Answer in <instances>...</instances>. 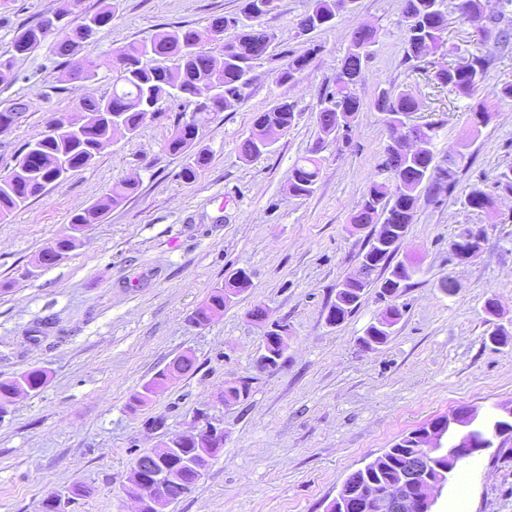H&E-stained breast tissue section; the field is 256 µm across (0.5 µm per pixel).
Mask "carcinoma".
Listing matches in <instances>:
<instances>
[{"label":"carcinoma","mask_w":512,"mask_h":512,"mask_svg":"<svg viewBox=\"0 0 512 512\" xmlns=\"http://www.w3.org/2000/svg\"><path fill=\"white\" fill-rule=\"evenodd\" d=\"M274 0H243L242 13L247 22L226 16L215 17L202 28L180 27L165 31L150 39L130 42L115 49L108 56L88 55V64L79 80L90 81L98 71L107 68L112 71L114 84L110 98V109L105 110L96 97H81L78 107L84 113L85 123L78 132L65 124V115L53 119L57 131L53 135H42L26 144L13 171L0 178V218L26 205L31 198L43 194L50 186L59 184L74 172L90 165L100 153L104 144L115 137L135 135L149 120L159 114V106L166 101L194 103V98L205 88L216 91L206 107L193 112L190 120H179L174 132L165 142V150L173 155H187L190 162L180 171V178L187 183L194 181L197 174L208 164L206 150L198 148L200 132L211 120V115L228 108L230 97H241L243 87L250 83L253 64L265 57L275 40V35L262 24V18L272 10ZM344 0H314L310 11L302 15L297 29L313 32L333 26L336 15ZM458 11L463 19L485 33H493L503 48L512 44V0H499V9L487 14L482 0H459ZM113 9L87 13L74 25L63 14L43 19L39 24L23 29L15 37L13 51L16 54H30L44 46L49 37H54V54L60 58L74 59L80 51L91 46L96 35L112 21ZM402 16L405 23L404 56L408 61H418L437 51L443 43L448 28L444 0H403ZM233 23L237 31L224 37V26ZM376 44V31H356L351 37V48L334 78V88L326 93L315 112L318 137L293 166L288 180V192L295 197L311 195L321 173V159L318 154L324 142L331 137L348 141L349 134L340 128H352L357 113L364 111V102L357 93V85L363 79L365 60L370 58ZM320 47L315 45L299 55L289 54L280 70L279 81L295 82L309 67ZM491 60L474 56L470 61L455 67L440 68L434 73L437 84L466 98L473 97L485 82ZM418 105L417 97L407 89L382 90L373 102L376 111L385 115L390 130V141L384 151L396 153L395 165L390 169H378L363 196L360 209L352 216L351 223L378 224L382 232L371 237L365 247L363 258L370 259L373 266L363 281L344 279L336 287V298L326 314V323L339 326L354 312L366 290L380 284L378 296L389 302L381 316L371 324L361 338L368 349H375L388 342L393 328L399 323L402 310L396 304L400 288L411 286L416 274L410 262H394L399 246L407 236L413 215L420 201L422 190L432 192L446 185L452 186L457 159L448 156L443 163L435 161L432 145L439 129L431 125L428 135V150L407 157L395 147L396 125L401 117L413 111ZM31 103L16 98L0 108V126L10 127L18 123L19 116L30 111ZM470 127L474 132L487 125L493 112L483 102L469 108ZM299 113L286 99L274 102L267 109L255 113L251 128L241 140L239 150L247 158H259L270 152L267 143L269 131L287 133L296 123ZM138 188L134 181H126L113 188L105 198L88 208L76 212L70 219L68 232L56 238L39 253L37 263L50 267L72 251L84 229L96 223L102 215L117 208ZM468 207L484 210L490 207L491 199L482 190L473 189L465 198ZM484 235L468 231L451 243L455 256L466 261L475 257L482 249ZM390 269L389 276L379 280L377 273ZM251 275L241 269L216 287L208 299L197 307L191 320L207 325L215 316L224 312L231 297L240 295L251 287ZM288 327L283 324L277 330L264 332V345L269 352L266 367L278 364L286 349L285 337ZM195 360L190 354H181L169 363L167 369L142 386L132 397V406L147 402L157 386L168 380H177L193 370ZM46 382L41 369H31L12 379L0 381V419L8 413L12 399L22 393L40 390ZM249 393L246 382H229L224 386V403L240 401ZM420 427L402 436L392 447L364 465V471L357 474L353 482L354 499L367 497L369 487L383 489L397 483L405 474L409 457L421 452L418 448ZM224 442L215 441L206 435L182 441L177 446L150 448L134 460L124 486L130 493L138 485L145 472L140 469L145 458H151L152 470L171 474L175 480L164 487L171 500L182 497L183 485L196 484L190 468H174L173 460L185 459L195 466L207 469Z\"/></svg>","instance_id":"obj_1"}]
</instances>
